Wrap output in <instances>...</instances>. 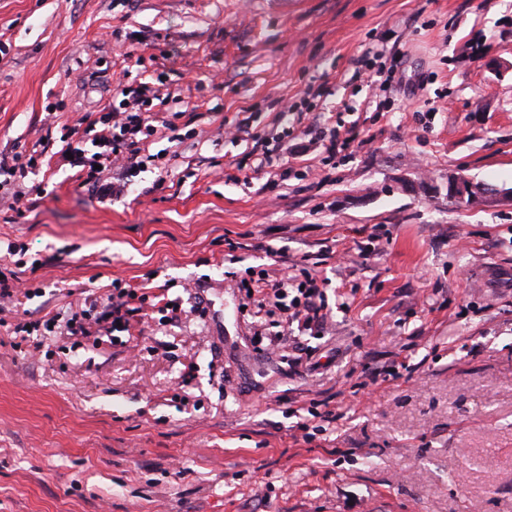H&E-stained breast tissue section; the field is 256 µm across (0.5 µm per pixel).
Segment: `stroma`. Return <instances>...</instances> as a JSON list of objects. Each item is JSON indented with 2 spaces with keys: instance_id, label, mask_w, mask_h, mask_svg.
I'll return each instance as SVG.
<instances>
[{
  "instance_id": "1",
  "label": "stroma",
  "mask_w": 512,
  "mask_h": 512,
  "mask_svg": "<svg viewBox=\"0 0 512 512\" xmlns=\"http://www.w3.org/2000/svg\"><path fill=\"white\" fill-rule=\"evenodd\" d=\"M128 51L199 116L165 110L184 145L101 202L57 152ZM312 124L349 148L325 162ZM282 131L287 180L254 174ZM42 142L30 211L0 199L43 292L0 313V512H512V0H0V155ZM452 176L495 193L451 203ZM306 256L325 329L271 346L240 282ZM116 280L187 312L145 306L135 352L12 347L24 309ZM311 410L337 420L294 434Z\"/></svg>"
}]
</instances>
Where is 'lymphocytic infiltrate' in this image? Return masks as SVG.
I'll return each mask as SVG.
<instances>
[{
  "label": "lymphocytic infiltrate",
  "mask_w": 512,
  "mask_h": 512,
  "mask_svg": "<svg viewBox=\"0 0 512 512\" xmlns=\"http://www.w3.org/2000/svg\"><path fill=\"white\" fill-rule=\"evenodd\" d=\"M129 71L113 75V90L119 98L115 106L107 107L99 118V131L84 128V135L93 136L98 142V150L91 156H84L80 146L66 144L65 149L72 155V162L84 168L82 185L91 187L100 200L121 198L126 190V177H134L143 172L145 159L141 147L152 137H165L169 142L182 144L178 134L170 133L168 121L159 120L153 110L154 103L177 101L174 92H161L141 82L131 85ZM123 170L125 177L119 181H106L104 173L109 169ZM322 278L317 274L298 277L293 273L260 278L245 285V296L258 311H280L283 315L284 331L270 339L271 345L278 346L288 340L287 330L297 327L301 331L318 332L323 330L326 320L323 293L320 289ZM168 304L172 319H179L182 309L179 303H168L164 292H156L146 287H113L102 300L103 310L99 322L109 329H121L128 336L130 349H137L140 336L132 321L135 313L142 311L146 300Z\"/></svg>",
  "instance_id": "f902f5d3"
}]
</instances>
